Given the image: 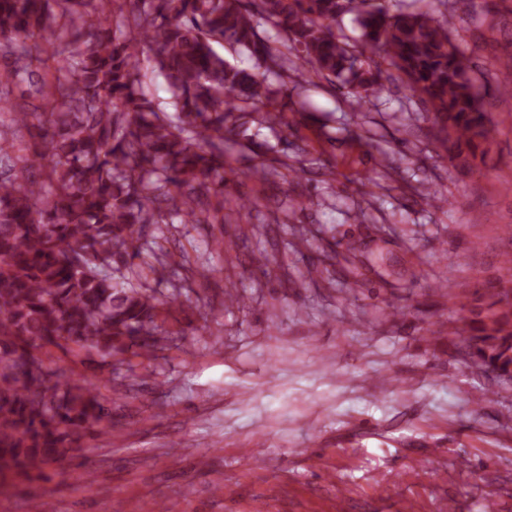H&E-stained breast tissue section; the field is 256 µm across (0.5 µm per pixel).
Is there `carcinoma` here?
<instances>
[{"label": "carcinoma", "mask_w": 512, "mask_h": 512, "mask_svg": "<svg viewBox=\"0 0 512 512\" xmlns=\"http://www.w3.org/2000/svg\"><path fill=\"white\" fill-rule=\"evenodd\" d=\"M353 15L351 43L336 22ZM263 24L280 38L260 36ZM458 21L399 0H0V479L32 481L80 456L112 425L106 398L58 350L101 363L162 349L159 309L216 269L157 243L173 224L224 223L230 135L290 128L278 98L295 52L302 79L333 76L357 106L393 78L435 113L449 159L470 166L495 140ZM247 53V70L216 46ZM167 84L158 100L141 57ZM295 162L273 158L247 176L296 184ZM217 207L208 208L210 197ZM304 201L288 196L282 223ZM152 224L156 238L147 240ZM171 271L166 299L144 269ZM491 284L469 309L466 356L512 382V289Z\"/></svg>", "instance_id": "cac0c4a2"}]
</instances>
